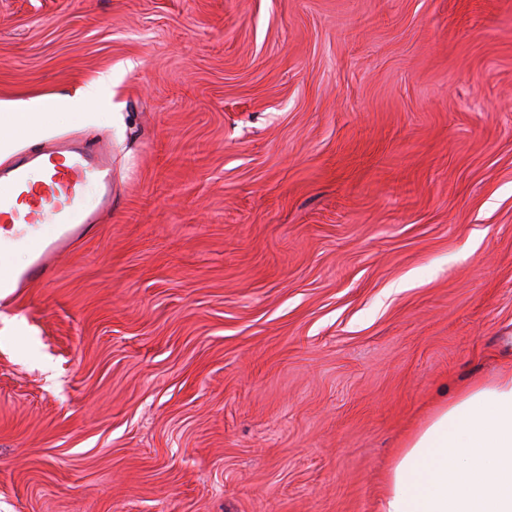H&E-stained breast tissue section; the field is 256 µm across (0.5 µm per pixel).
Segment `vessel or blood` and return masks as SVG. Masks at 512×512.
I'll return each instance as SVG.
<instances>
[{"label":"vessel or blood","instance_id":"b4317fda","mask_svg":"<svg viewBox=\"0 0 512 512\" xmlns=\"http://www.w3.org/2000/svg\"><path fill=\"white\" fill-rule=\"evenodd\" d=\"M98 190L97 204L83 202L88 184ZM115 198L112 152L107 145L58 136L0 167V222L45 225V240L31 264L0 275V289L45 278L52 256L111 213Z\"/></svg>","mask_w":512,"mask_h":512}]
</instances>
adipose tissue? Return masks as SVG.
<instances>
[{"label":"adipose tissue","mask_w":512,"mask_h":512,"mask_svg":"<svg viewBox=\"0 0 512 512\" xmlns=\"http://www.w3.org/2000/svg\"><path fill=\"white\" fill-rule=\"evenodd\" d=\"M379 512H512V370L465 388L408 438Z\"/></svg>","instance_id":"ef3b65f1"}]
</instances>
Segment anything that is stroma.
<instances>
[{
  "mask_svg": "<svg viewBox=\"0 0 512 512\" xmlns=\"http://www.w3.org/2000/svg\"><path fill=\"white\" fill-rule=\"evenodd\" d=\"M19 102L117 201L0 297V512H378L512 367V0H0Z\"/></svg>",
  "mask_w": 512,
  "mask_h": 512,
  "instance_id": "35a3bbf8",
  "label": "stroma"
}]
</instances>
